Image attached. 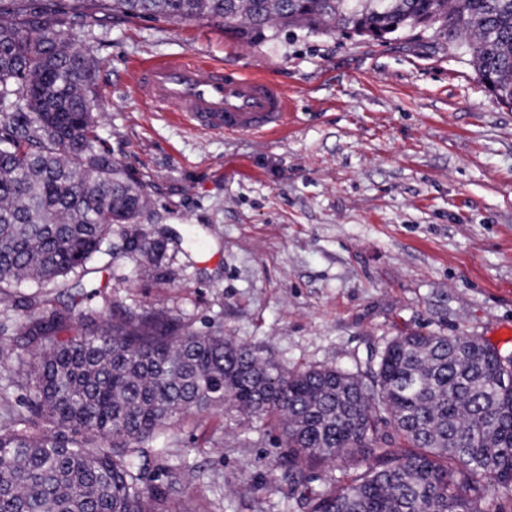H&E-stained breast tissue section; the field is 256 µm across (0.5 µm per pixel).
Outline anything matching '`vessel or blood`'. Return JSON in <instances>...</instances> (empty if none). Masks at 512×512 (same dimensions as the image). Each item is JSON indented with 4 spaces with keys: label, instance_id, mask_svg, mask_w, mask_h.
I'll use <instances>...</instances> for the list:
<instances>
[{
    "label": "vessel or blood",
    "instance_id": "b4317fda",
    "mask_svg": "<svg viewBox=\"0 0 512 512\" xmlns=\"http://www.w3.org/2000/svg\"><path fill=\"white\" fill-rule=\"evenodd\" d=\"M135 90L141 100L182 117L194 129L256 134L282 126L288 118V94L274 80L185 58L137 67Z\"/></svg>",
    "mask_w": 512,
    "mask_h": 512
}]
</instances>
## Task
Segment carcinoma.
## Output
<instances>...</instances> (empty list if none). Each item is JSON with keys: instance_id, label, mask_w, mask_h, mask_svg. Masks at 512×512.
I'll list each match as a JSON object with an SVG mask.
<instances>
[{"instance_id": "cac0c4a2", "label": "carcinoma", "mask_w": 512, "mask_h": 512, "mask_svg": "<svg viewBox=\"0 0 512 512\" xmlns=\"http://www.w3.org/2000/svg\"><path fill=\"white\" fill-rule=\"evenodd\" d=\"M223 25L249 43L285 28L416 37L468 57L512 105V0H0V300L23 282L22 353L0 396V512H224L172 505L161 474L172 428L213 411L267 421L276 468L303 488L282 512H507L512 364L474 336L407 332L375 367L285 370L221 332L112 298L97 275L112 225L121 249L159 266L165 240L140 218L143 190L102 148L95 58L65 34L100 13ZM94 285L91 294L74 293ZM66 296L69 302L60 301ZM349 462L347 476L317 471Z\"/></svg>"}]
</instances>
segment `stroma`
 <instances>
[{"label":"stroma","mask_w":512,"mask_h":512,"mask_svg":"<svg viewBox=\"0 0 512 512\" xmlns=\"http://www.w3.org/2000/svg\"><path fill=\"white\" fill-rule=\"evenodd\" d=\"M68 34L98 60V133L151 201L143 232L169 230L157 269L113 228L114 298L288 370L361 371L406 331L464 333L512 358V108L468 61L299 30L244 46L205 21L119 15ZM180 56L274 79L286 125L196 132L142 101L135 66ZM179 439L165 463L178 498L209 496L217 479L226 512H280L289 487L271 437L214 412Z\"/></svg>","instance_id":"1"}]
</instances>
